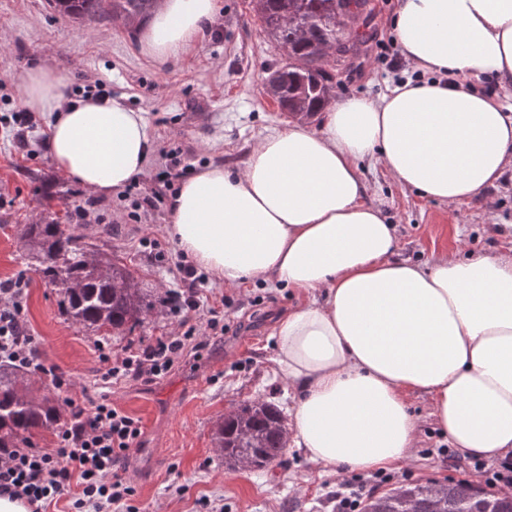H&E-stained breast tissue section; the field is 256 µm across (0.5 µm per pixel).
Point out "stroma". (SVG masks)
Returning <instances> with one entry per match:
<instances>
[{"instance_id":"stroma-1","label":"stroma","mask_w":512,"mask_h":512,"mask_svg":"<svg viewBox=\"0 0 512 512\" xmlns=\"http://www.w3.org/2000/svg\"><path fill=\"white\" fill-rule=\"evenodd\" d=\"M217 2L219 12L202 37L160 65L142 54L135 29L108 20L84 28L54 12L47 0H0V114L23 101L18 74L50 66L71 86L102 82L113 99L145 112L154 133L150 172L175 162L194 172L212 163L241 165L253 145L288 123V113L265 89L286 60L250 0ZM398 6L399 0H369L354 24L368 41L359 57L337 67L336 99L375 100L385 93L392 77L376 60V44L394 40ZM45 133V125L33 129L24 152L0 125V281L21 276L28 283L23 315L42 365L28 373V395L63 405L82 401L84 389L99 377L101 347L165 336L178 330L179 321L158 308L130 333L106 336L67 318L59 291L32 267L22 233L35 221L34 203L44 202L48 190L70 191L75 201L91 194L56 174L43 148ZM361 169L372 198L397 228L400 257L430 261L463 242L488 254L512 253V169L487 189L494 201L490 212L479 201L447 205L427 199L400 187L372 161H363ZM129 206L119 192L100 197L104 224H77L73 230L123 259L154 294L178 288L184 254L170 231L168 209L135 224L127 218ZM210 287L224 298L223 333L203 331V348L154 381L126 379L106 391L113 406L142 427L138 447L120 465L134 494L117 512H212L217 504L223 512H329L337 484L372 479V472L324 466L292 445L279 465L234 471L212 444L213 427L230 406L260 399L290 414L293 394L273 362L270 325L297 297L285 288L228 290L216 281ZM55 371L66 375L69 387H55ZM410 411L418 423L417 446L404 466L392 470L393 485L462 481L451 462L428 452L446 442L428 399L412 398Z\"/></svg>"}]
</instances>
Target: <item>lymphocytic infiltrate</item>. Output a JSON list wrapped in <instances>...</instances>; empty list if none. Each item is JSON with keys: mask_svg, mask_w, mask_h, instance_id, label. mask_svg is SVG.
<instances>
[{"mask_svg": "<svg viewBox=\"0 0 512 512\" xmlns=\"http://www.w3.org/2000/svg\"><path fill=\"white\" fill-rule=\"evenodd\" d=\"M187 168L170 167L149 180H135L125 190L132 199L128 217L141 223L157 210ZM181 288L166 292L161 304L177 314L184 332L156 337L154 341L127 345L120 351L100 354L103 365L97 388L112 381L133 378L152 381L167 373L182 357L200 349L199 325L216 329L218 313L205 306L202 296L207 281L193 265L181 262ZM24 278L0 282V362L31 367L37 356L23 317ZM141 435L138 420L112 406L106 396L88 406H72L70 417L55 431L52 450L33 446L0 448V495L24 500L29 512H43L47 503L68 498L73 512H110L113 505L132 496L133 490L119 474L117 465Z\"/></svg>", "mask_w": 512, "mask_h": 512, "instance_id": "f902f5d3", "label": "lymphocytic infiltrate"}]
</instances>
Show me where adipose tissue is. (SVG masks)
Segmentation results:
<instances>
[{
	"mask_svg": "<svg viewBox=\"0 0 512 512\" xmlns=\"http://www.w3.org/2000/svg\"><path fill=\"white\" fill-rule=\"evenodd\" d=\"M217 0H164L138 41L157 63L195 43ZM402 54L427 77L379 100L326 105L320 129L294 121L242 166L208 165L170 201L182 252L228 288H287L300 301L274 322V362L296 397L292 443L314 462L355 471L401 467L417 442L408 395L456 452L512 454V254L398 256L396 228L360 164L429 199L468 203L512 168V116L470 77L512 95V0H400ZM456 85L443 81L445 71ZM24 105L48 118L56 172L110 195L142 174L153 146L144 113L71 97L48 66L21 77Z\"/></svg>",
	"mask_w": 512,
	"mask_h": 512,
	"instance_id": "ef3b65f1",
	"label": "adipose tissue"
}]
</instances>
